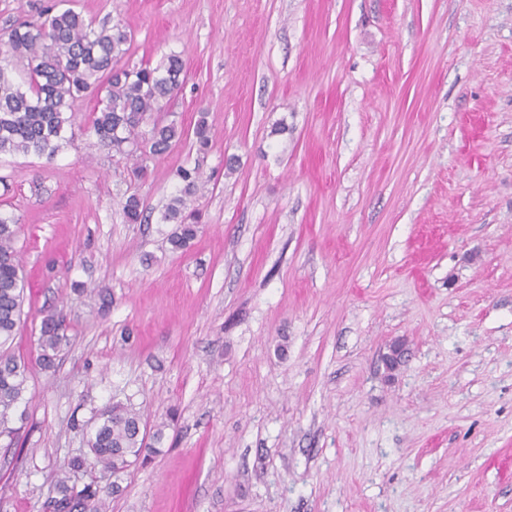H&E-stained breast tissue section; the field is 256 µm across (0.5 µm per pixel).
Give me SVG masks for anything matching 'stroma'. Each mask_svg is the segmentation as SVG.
Returning <instances> with one entry per match:
<instances>
[{
	"label": "stroma",
	"instance_id": "35a3bbf8",
	"mask_svg": "<svg viewBox=\"0 0 512 512\" xmlns=\"http://www.w3.org/2000/svg\"><path fill=\"white\" fill-rule=\"evenodd\" d=\"M68 5L130 34L126 65L181 54L154 118L204 111L214 137L133 179L88 93L53 159L0 158L28 366L0 512H51L115 401L169 426L120 479L73 475L106 512H512V0ZM182 165L204 186L175 252L171 225L126 223L122 204L161 211ZM58 306L70 344L45 371ZM69 324L63 309H54L44 316L40 327L38 344L40 353L37 363L44 370H50L55 366V360L70 343L67 335Z\"/></svg>",
	"mask_w": 512,
	"mask_h": 512
}]
</instances>
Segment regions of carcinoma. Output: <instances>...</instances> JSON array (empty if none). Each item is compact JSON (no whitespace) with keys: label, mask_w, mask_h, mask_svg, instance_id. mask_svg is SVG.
Returning <instances> with one entry per match:
<instances>
[{"label":"carcinoma","mask_w":512,"mask_h":512,"mask_svg":"<svg viewBox=\"0 0 512 512\" xmlns=\"http://www.w3.org/2000/svg\"><path fill=\"white\" fill-rule=\"evenodd\" d=\"M128 33L108 21L96 22L71 8L52 4L33 19L5 32L0 50V155L33 153L53 157L67 127L73 125V103L88 92L103 89L105 95L93 112L91 129L101 143L134 160L135 172L143 175L147 160L162 156L193 134L204 152L212 140V127L202 112L192 131L171 121L155 124L145 134L138 129L147 116L179 87L184 70L181 56L170 54L157 67L120 65L127 53ZM24 61V83L14 81V62ZM178 194L168 203L162 220L175 224L168 242L175 251L188 248L199 231L198 211L191 208L201 191L198 168H181ZM144 200L130 194L123 203L129 224L145 220ZM17 220L0 214V439L13 445L20 428L14 426L19 405L25 400L27 365L10 352L20 323L25 280L14 247ZM69 324L61 309L44 316L37 363L44 370L70 343ZM167 424H152L132 405L116 401L92 421L87 440L92 465L115 478L142 459L162 452ZM52 512H105L100 490L87 486L76 492L68 477L55 484Z\"/></svg>","instance_id":"obj_1"}]
</instances>
